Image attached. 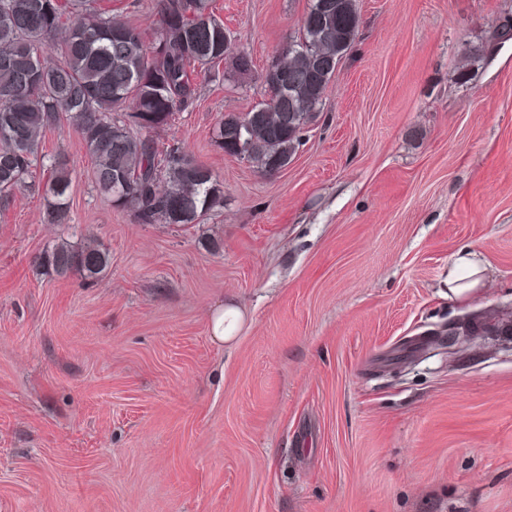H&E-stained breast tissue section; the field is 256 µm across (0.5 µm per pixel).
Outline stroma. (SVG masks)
Masks as SVG:
<instances>
[{"label": "stroma", "mask_w": 512, "mask_h": 512, "mask_svg": "<svg viewBox=\"0 0 512 512\" xmlns=\"http://www.w3.org/2000/svg\"><path fill=\"white\" fill-rule=\"evenodd\" d=\"M356 4L317 122L265 175L212 131L261 100L307 0H215L253 67L156 133L222 182L204 223H138L47 130L69 211L0 205V512H512V0ZM60 240L101 243L107 273L40 271ZM464 246L487 286L461 304ZM451 325L473 334L453 356ZM485 260L472 249H459L448 267V298L469 301L479 297L485 288ZM211 336L217 342H224L232 336L238 323L239 312L233 306L224 307L220 304L213 307L209 313Z\"/></svg>", "instance_id": "1"}]
</instances>
